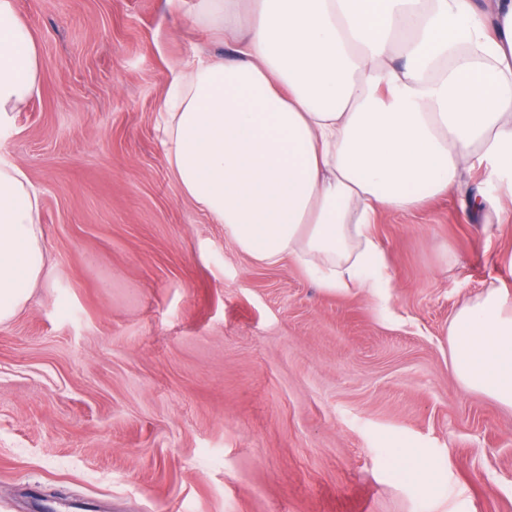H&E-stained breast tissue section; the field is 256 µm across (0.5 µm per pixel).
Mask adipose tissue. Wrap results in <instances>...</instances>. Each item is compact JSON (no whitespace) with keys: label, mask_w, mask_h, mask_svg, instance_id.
Segmentation results:
<instances>
[{"label":"adipose tissue","mask_w":512,"mask_h":512,"mask_svg":"<svg viewBox=\"0 0 512 512\" xmlns=\"http://www.w3.org/2000/svg\"><path fill=\"white\" fill-rule=\"evenodd\" d=\"M195 0L233 55L183 65L164 100L166 158L183 192L254 263L293 259L328 291L388 287L370 234L464 192L473 218L500 198L463 191L473 161L512 180V0ZM15 0H0V141L40 91ZM40 199L0 159V324L51 270ZM460 383L512 408V292L461 305L448 327Z\"/></svg>","instance_id":"obj_1"}]
</instances>
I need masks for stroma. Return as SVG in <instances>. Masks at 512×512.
Masks as SVG:
<instances>
[{"label": "stroma", "instance_id": "35a3bbf8", "mask_svg": "<svg viewBox=\"0 0 512 512\" xmlns=\"http://www.w3.org/2000/svg\"><path fill=\"white\" fill-rule=\"evenodd\" d=\"M41 91L0 156L52 268L0 324V512H512V410L448 324L512 289V211L461 194L372 226L388 303L255 265L182 191L162 104L226 54L192 0H15ZM464 208L475 219H480L481 217L487 218V214L490 211L498 215L504 210L500 197H490L480 188L475 191L466 192Z\"/></svg>", "mask_w": 512, "mask_h": 512}]
</instances>
